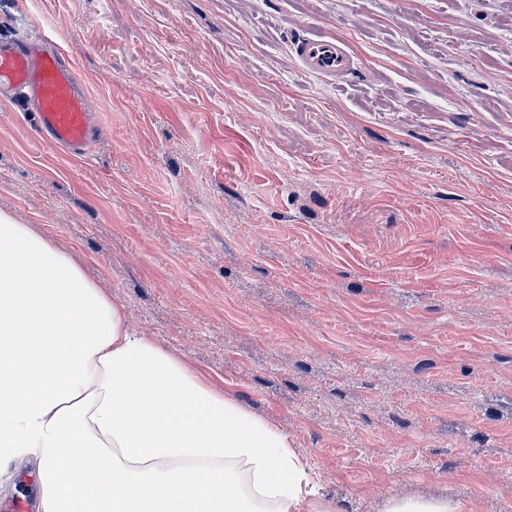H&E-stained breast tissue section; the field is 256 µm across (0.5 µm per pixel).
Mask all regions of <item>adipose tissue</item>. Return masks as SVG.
Here are the masks:
<instances>
[{"label": "adipose tissue", "instance_id": "1", "mask_svg": "<svg viewBox=\"0 0 512 512\" xmlns=\"http://www.w3.org/2000/svg\"><path fill=\"white\" fill-rule=\"evenodd\" d=\"M30 463L37 512H335L287 433L1 212L0 469Z\"/></svg>", "mask_w": 512, "mask_h": 512}]
</instances>
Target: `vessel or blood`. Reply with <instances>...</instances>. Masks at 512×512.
Instances as JSON below:
<instances>
[{"instance_id": "b4317fda", "label": "vessel or blood", "mask_w": 512, "mask_h": 512, "mask_svg": "<svg viewBox=\"0 0 512 512\" xmlns=\"http://www.w3.org/2000/svg\"><path fill=\"white\" fill-rule=\"evenodd\" d=\"M294 51L304 70L333 82L347 75L354 59L336 40L302 38ZM25 98L44 141L71 155H85L96 123L90 95L75 66L52 41L0 40V104Z\"/></svg>"}]
</instances>
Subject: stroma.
Masks as SVG:
<instances>
[{
  "label": "stroma",
  "instance_id": "obj_1",
  "mask_svg": "<svg viewBox=\"0 0 512 512\" xmlns=\"http://www.w3.org/2000/svg\"><path fill=\"white\" fill-rule=\"evenodd\" d=\"M35 29L102 136L77 158L0 105V211L288 433L336 512H512V0H0L1 37ZM294 51L306 72L332 83L354 67L352 55L336 40L302 38L294 43ZM382 512H467V506L461 501L446 499H404L388 500Z\"/></svg>",
  "mask_w": 512,
  "mask_h": 512
}]
</instances>
